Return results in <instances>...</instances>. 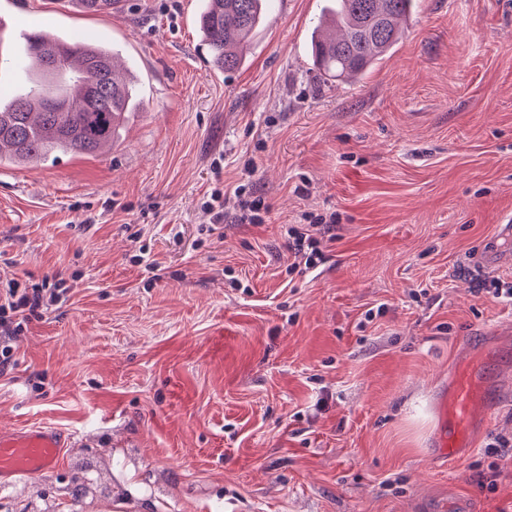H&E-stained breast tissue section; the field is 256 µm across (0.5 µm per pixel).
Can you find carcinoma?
I'll return each mask as SVG.
<instances>
[{"mask_svg": "<svg viewBox=\"0 0 512 512\" xmlns=\"http://www.w3.org/2000/svg\"><path fill=\"white\" fill-rule=\"evenodd\" d=\"M266 2L205 0L199 28L216 70L240 67L244 46L267 20ZM412 7L413 0H336L313 31L320 76L360 79L396 45ZM26 42L30 87H0V163L112 148L133 107L136 76L112 64L114 53L95 41L71 44L42 31ZM51 100L60 101L58 111Z\"/></svg>", "mask_w": 512, "mask_h": 512, "instance_id": "cac0c4a2", "label": "carcinoma"}]
</instances>
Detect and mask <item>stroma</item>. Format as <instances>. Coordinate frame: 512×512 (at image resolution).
I'll use <instances>...</instances> for the list:
<instances>
[{
    "instance_id": "1",
    "label": "stroma",
    "mask_w": 512,
    "mask_h": 512,
    "mask_svg": "<svg viewBox=\"0 0 512 512\" xmlns=\"http://www.w3.org/2000/svg\"><path fill=\"white\" fill-rule=\"evenodd\" d=\"M125 2L0 0V56L83 32L138 77L112 149L0 166V277L69 287L0 374V430L52 424L63 457L0 480V512H512V458L478 483L512 434V304L471 262L512 253V0H416L355 83L313 63L329 0H273L232 72L200 0ZM217 185L264 197L266 223L209 234ZM309 213L336 238L292 274L282 227ZM470 358L495 416L448 461L436 398ZM86 463L104 494H81Z\"/></svg>"
}]
</instances>
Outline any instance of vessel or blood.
<instances>
[{
  "instance_id": "obj_1",
  "label": "vessel or blood",
  "mask_w": 512,
  "mask_h": 512,
  "mask_svg": "<svg viewBox=\"0 0 512 512\" xmlns=\"http://www.w3.org/2000/svg\"><path fill=\"white\" fill-rule=\"evenodd\" d=\"M493 412L480 362L460 363L439 402L440 453L447 458L463 457L473 446L475 431L490 423ZM63 446L60 433L44 426L1 432L0 477L49 472L57 466Z\"/></svg>"
}]
</instances>
